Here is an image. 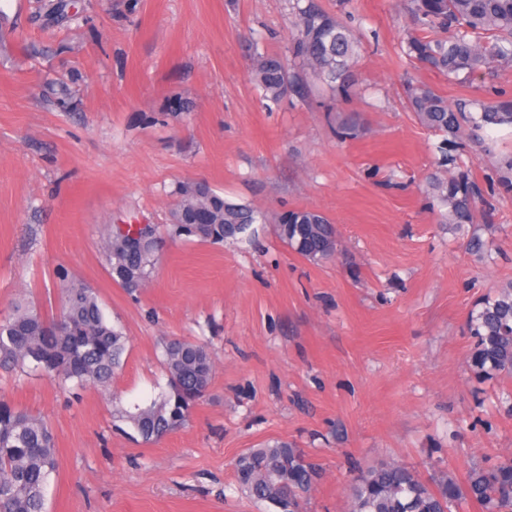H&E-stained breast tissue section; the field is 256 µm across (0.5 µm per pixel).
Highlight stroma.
<instances>
[{"label": "stroma", "mask_w": 512, "mask_h": 512, "mask_svg": "<svg viewBox=\"0 0 512 512\" xmlns=\"http://www.w3.org/2000/svg\"><path fill=\"white\" fill-rule=\"evenodd\" d=\"M51 2L0 0V314L22 300L57 313L68 277L97 292L129 347L110 388L75 395L0 370V397L57 436L49 512H266L235 461L271 440L318 469L307 512H351L353 477L383 462L462 484L512 461V378L474 377L467 330L479 300L512 283L499 182L512 128L442 167L406 99L423 83L452 103L512 100V64L457 84L402 56L410 0H317L360 41L356 90L336 101L307 75L268 105L252 48L285 52L288 0H75L63 22ZM176 97L189 108L175 118ZM460 170L482 191L472 230L491 256L431 207L430 174ZM186 181L266 223L221 246L161 234L155 272L128 293L109 274L107 225L166 226ZM302 207L335 224L332 258L278 237L275 216ZM167 338L207 345L213 378L182 427L145 444L117 415L164 390Z\"/></svg>", "instance_id": "obj_1"}]
</instances>
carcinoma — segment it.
Returning a JSON list of instances; mask_svg holds the SVG:
<instances>
[{
  "label": "carcinoma",
  "instance_id": "carcinoma-1",
  "mask_svg": "<svg viewBox=\"0 0 512 512\" xmlns=\"http://www.w3.org/2000/svg\"><path fill=\"white\" fill-rule=\"evenodd\" d=\"M292 0L293 38L288 57L256 52L253 79L263 98L278 102L298 85L288 60L313 70L336 97L347 99L354 85L358 44L335 15L314 0ZM419 32L405 42L410 62L448 80L469 78L490 61L512 63V0H413ZM409 108L420 123L441 136L439 166L456 163L450 148L468 136L482 144L492 126L512 127L507 99L454 105L432 87L407 88ZM443 223H473L479 190L469 174L429 177ZM170 231L177 237L218 245L247 233L263 216L248 204L233 203L204 182H187L171 212ZM156 232L133 248L118 225H108L104 249L112 280L133 293L155 270ZM277 233L289 249L318 261L336 248V228L313 208L289 210L278 217ZM64 304L53 318L29 304L17 303L0 317V369L38 371L65 387L109 385L121 364L128 339L112 323L98 294L86 285L63 284ZM475 339L469 368L480 379L512 378V283L482 298L468 320ZM162 368L167 390L145 406L124 411L122 420L144 443L178 429L206 394L213 377L210 349L188 340L163 342ZM56 435L43 419L0 399V512H47L46 489L57 470ZM239 489L274 512H304L319 473L292 444L268 441L235 462ZM470 499L481 512H512V462L473 469L464 486L445 476L430 485L417 470L394 462L359 473L351 486L352 512H452L453 503Z\"/></svg>",
  "mask_w": 512,
  "mask_h": 512
}]
</instances>
